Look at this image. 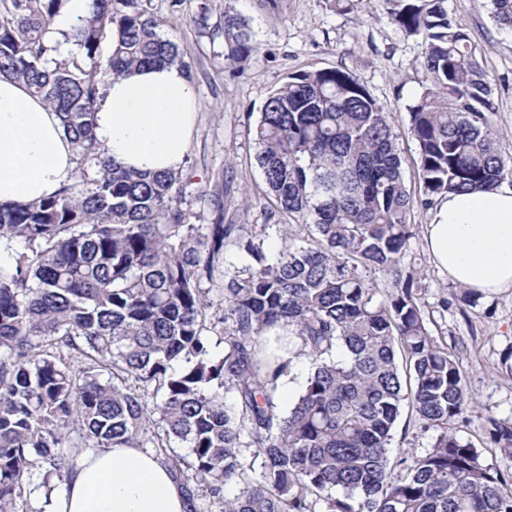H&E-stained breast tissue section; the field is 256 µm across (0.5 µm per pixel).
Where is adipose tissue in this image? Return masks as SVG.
I'll return each instance as SVG.
<instances>
[{
    "mask_svg": "<svg viewBox=\"0 0 512 512\" xmlns=\"http://www.w3.org/2000/svg\"><path fill=\"white\" fill-rule=\"evenodd\" d=\"M196 121V91L178 66L111 80L97 105L95 137L106 155L140 172L180 170ZM75 176L74 151L57 113L18 81L0 77V204L54 194ZM434 265L482 294L512 288V187L439 197L424 226ZM165 461L142 448L84 452L47 512H187Z\"/></svg>",
    "mask_w": 512,
    "mask_h": 512,
    "instance_id": "ef3b65f1",
    "label": "adipose tissue"
}]
</instances>
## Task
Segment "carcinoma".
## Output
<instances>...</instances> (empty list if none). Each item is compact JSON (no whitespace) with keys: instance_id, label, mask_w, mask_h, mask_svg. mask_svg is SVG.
I'll return each instance as SVG.
<instances>
[{"instance_id":"obj_1","label":"carcinoma","mask_w":512,"mask_h":512,"mask_svg":"<svg viewBox=\"0 0 512 512\" xmlns=\"http://www.w3.org/2000/svg\"><path fill=\"white\" fill-rule=\"evenodd\" d=\"M62 2L0 0V77L58 113L80 174L0 205V512H44L24 494L49 503L82 452L112 447L155 449L214 512H512V478L453 431L472 400L406 262L411 208L512 177L492 80L446 0H387L425 44L428 84L409 106L419 198L389 116L350 72L303 71L268 98L257 163L278 214L314 234L305 247L281 225L272 259L243 224L191 223L183 172L127 169L99 148L108 80L161 64L191 74L161 20L143 0H91L67 36L77 51L58 59ZM492 4L512 31V0ZM224 35L233 61L250 57L243 21L224 17ZM229 246L247 264L225 266ZM301 358L284 412L278 379ZM405 406L434 442L395 462ZM486 434L512 457V420L487 418ZM307 375V367L305 364H299L290 375L289 379V388L286 383V378H281V387L280 390L284 393L278 394L279 404L284 409L287 410L288 407L292 404L293 400L300 392L303 387L305 378Z\"/></svg>"}]
</instances>
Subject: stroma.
Segmentation results:
<instances>
[{
    "instance_id": "1",
    "label": "stroma",
    "mask_w": 512,
    "mask_h": 512,
    "mask_svg": "<svg viewBox=\"0 0 512 512\" xmlns=\"http://www.w3.org/2000/svg\"><path fill=\"white\" fill-rule=\"evenodd\" d=\"M448 10L480 49L482 64L494 81V132L504 154L512 156V32L499 29L483 0H447ZM147 8L165 20L164 35L184 46L197 92L196 123L184 172L204 197H189L197 224L223 218L228 224L258 225L267 254L282 247L278 217L255 161L253 128L271 93L291 74L339 68L352 72L388 113L399 135L405 184L418 193L417 147L408 133V107L427 84L421 67L424 42L394 22L386 0H209L200 15L199 0H147ZM248 23L253 54L243 69L228 60L225 15ZM414 224L409 256L422 262L426 318L433 335L462 346L460 368L476 408L457 421L459 436L482 451L486 463L512 475V457L488 443L482 418L512 419V377L501 362L512 351V289L480 296L476 305L432 262L424 244L428 212L411 211ZM432 432L421 429L410 409H403L393 446L401 456L424 453Z\"/></svg>"
}]
</instances>
